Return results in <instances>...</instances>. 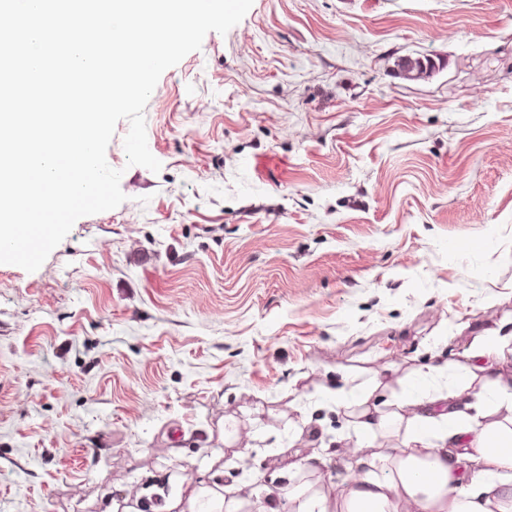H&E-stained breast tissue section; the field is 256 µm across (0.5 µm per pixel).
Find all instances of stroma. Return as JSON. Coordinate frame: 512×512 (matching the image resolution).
Returning a JSON list of instances; mask_svg holds the SVG:
<instances>
[{
	"instance_id": "1",
	"label": "stroma",
	"mask_w": 512,
	"mask_h": 512,
	"mask_svg": "<svg viewBox=\"0 0 512 512\" xmlns=\"http://www.w3.org/2000/svg\"><path fill=\"white\" fill-rule=\"evenodd\" d=\"M145 119L160 171L119 121L125 202L0 264V512L277 483L353 434L335 390L512 333V0H253Z\"/></svg>"
}]
</instances>
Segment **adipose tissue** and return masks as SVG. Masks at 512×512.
I'll return each mask as SVG.
<instances>
[{"label":"adipose tissue","instance_id":"1","mask_svg":"<svg viewBox=\"0 0 512 512\" xmlns=\"http://www.w3.org/2000/svg\"><path fill=\"white\" fill-rule=\"evenodd\" d=\"M512 353V335L475 336L464 352L436 353L421 375L456 371L447 389L409 395L385 412L357 399V433L396 440L365 453L343 449L351 475L346 486L293 483L318 474L327 459L309 456L284 466L277 485L264 488L263 512H512V375L499 363Z\"/></svg>","mask_w":512,"mask_h":512}]
</instances>
